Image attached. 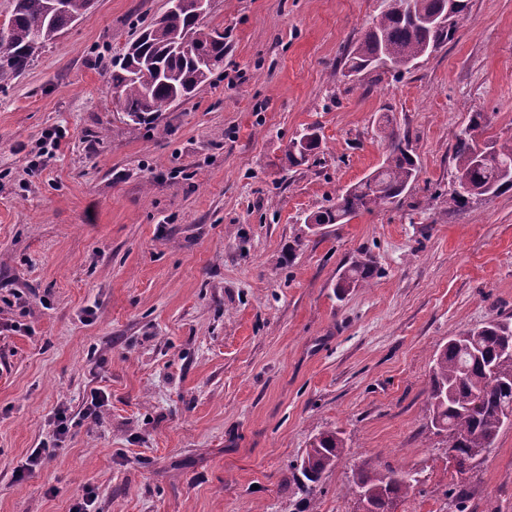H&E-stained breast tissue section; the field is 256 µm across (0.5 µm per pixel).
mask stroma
Segmentation results:
<instances>
[{"label": "stroma", "instance_id": "stroma-1", "mask_svg": "<svg viewBox=\"0 0 512 512\" xmlns=\"http://www.w3.org/2000/svg\"><path fill=\"white\" fill-rule=\"evenodd\" d=\"M469 6L408 70L348 77L379 0H212L223 67L135 130L108 74L165 0H95L0 83V512H70L89 490L92 512H356L355 467L417 473L395 512H512V425L462 474L428 427L436 353L512 324V189L447 203L472 113L482 142L512 139V0ZM309 126L321 146L289 166ZM391 131L410 190L309 229ZM362 255L374 277L337 295ZM326 429L346 454L303 492L291 466Z\"/></svg>", "mask_w": 512, "mask_h": 512}]
</instances>
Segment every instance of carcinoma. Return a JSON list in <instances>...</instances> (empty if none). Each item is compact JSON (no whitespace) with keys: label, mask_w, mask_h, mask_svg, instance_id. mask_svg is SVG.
<instances>
[{"label":"carcinoma","mask_w":512,"mask_h":512,"mask_svg":"<svg viewBox=\"0 0 512 512\" xmlns=\"http://www.w3.org/2000/svg\"><path fill=\"white\" fill-rule=\"evenodd\" d=\"M49 0H14L6 43L0 45V82L20 75L46 44L55 41L89 9V0H66V10L52 13ZM468 0H380L379 13L346 56L349 74L387 69L400 72L448 42L466 19ZM224 33L202 24L194 0L162 14L112 64L110 83L119 93L126 125L135 129L154 120L162 107L191 97L224 64ZM486 123L482 112L456 135V180L448 206L461 210L478 196L512 188V140L480 150L476 132ZM390 153L376 171L336 196V202L311 217V223L344 224L361 211L400 199L416 180V160L408 146L390 133ZM320 146L315 138L307 153L288 144L292 165H303ZM373 277L368 259L352 263L336 281L340 294ZM512 411V325L491 321L462 337L455 336L431 366L429 422L446 435L459 469L494 447ZM338 431L315 435L293 467V478L316 483L344 455ZM419 482L417 474L352 471L347 492L365 501L369 512H393L396 501Z\"/></svg>","instance_id":"1"}]
</instances>
